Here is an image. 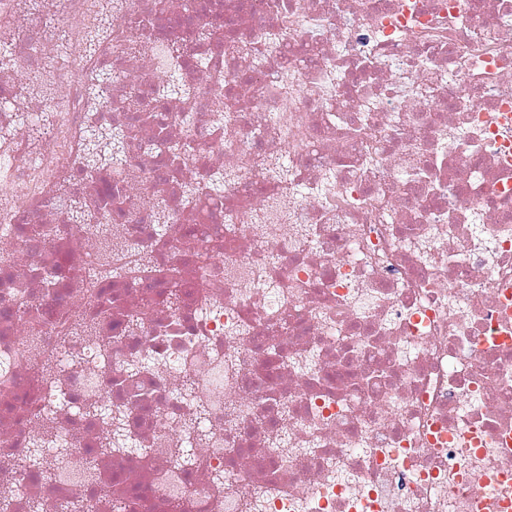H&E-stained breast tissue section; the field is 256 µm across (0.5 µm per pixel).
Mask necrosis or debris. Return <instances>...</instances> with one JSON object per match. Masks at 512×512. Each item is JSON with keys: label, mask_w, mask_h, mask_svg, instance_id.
<instances>
[{"label": "necrosis or debris", "mask_w": 512, "mask_h": 512, "mask_svg": "<svg viewBox=\"0 0 512 512\" xmlns=\"http://www.w3.org/2000/svg\"><path fill=\"white\" fill-rule=\"evenodd\" d=\"M103 2L61 0L63 42L0 0V512H497L512 0H187L148 24L122 0L92 50ZM204 23L237 52L189 40ZM174 29L204 65L152 116ZM98 126L127 136L109 172L79 161ZM160 135L192 156L145 153ZM222 170L200 263L184 190Z\"/></svg>", "instance_id": "necrosis-or-debris-1"}]
</instances>
